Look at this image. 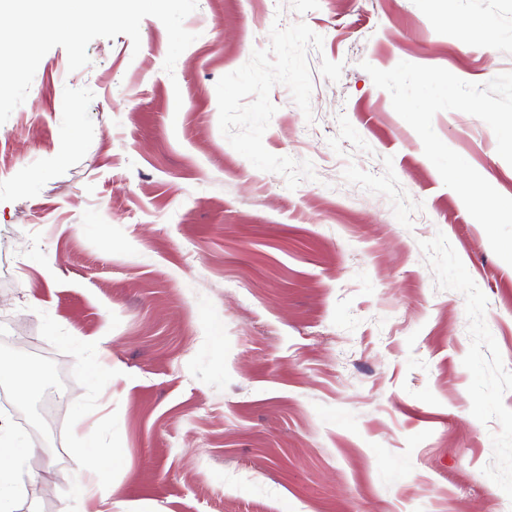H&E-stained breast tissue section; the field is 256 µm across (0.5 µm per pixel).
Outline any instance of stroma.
<instances>
[{"instance_id": "obj_1", "label": "stroma", "mask_w": 512, "mask_h": 512, "mask_svg": "<svg viewBox=\"0 0 512 512\" xmlns=\"http://www.w3.org/2000/svg\"><path fill=\"white\" fill-rule=\"evenodd\" d=\"M39 63L0 125V359L47 362L18 512H512V266L367 66L512 72V0H198ZM440 139L500 194L481 119ZM82 337L75 350L71 337ZM96 443L85 457L83 438ZM76 489L82 494L83 500H91L96 505L93 511L80 509L77 512H112L110 492L107 487L102 485L94 470L84 473L79 478Z\"/></svg>"}]
</instances>
